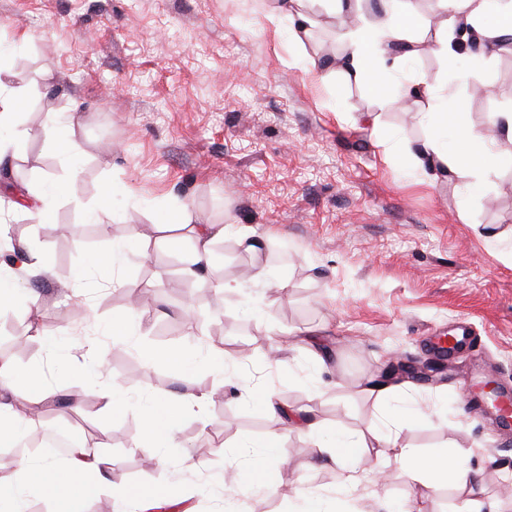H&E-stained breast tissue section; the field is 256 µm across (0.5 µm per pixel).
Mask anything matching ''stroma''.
<instances>
[{
    "mask_svg": "<svg viewBox=\"0 0 512 512\" xmlns=\"http://www.w3.org/2000/svg\"><path fill=\"white\" fill-rule=\"evenodd\" d=\"M436 0H411L408 33L423 50L386 76L390 87L422 76L426 97L400 109L369 86L346 81L349 28L328 0H304L312 23L294 39L286 0H0V49L27 88L17 116L25 137L0 158V197L9 187L47 189L74 177L55 220L39 223L28 201L0 210L14 245L38 247L50 271L21 283L36 317L0 308L28 336L20 367H40L48 396L35 427L80 422L106 435L113 478L173 485L186 512H301L306 491L343 501L347 512H453L457 493L409 485L397 464L378 480L362 459L360 484L339 485L335 466L312 467V442L286 418L245 398L244 386L272 390L276 403L309 410L326 431L369 432L381 415L411 405L423 416L402 433L422 450L454 447L480 472L476 499L512 512V429L501 428L481 383L512 391V158L481 194L437 171L412 166L406 150L432 130L420 115L450 100L458 117L485 128L512 108V51L489 66L432 52L446 19ZM57 119L78 145L77 170L55 153L43 128ZM122 192L112 218L88 219L103 187ZM188 203L226 228L203 278L181 274L180 247L160 245L156 213ZM255 230L242 247L236 231ZM126 243L125 288L87 276L81 301L69 286L89 256ZM246 268L235 292L216 300L227 271ZM261 270V279L252 271ZM134 315L128 343L112 344L113 317ZM470 334L451 357L429 336ZM55 334L46 348L41 334ZM177 349L196 360L180 371L145 363L140 346ZM106 357L90 385L114 386L127 410L105 423L102 400L70 386L65 371ZM442 366L434 381L402 379L386 402L364 391L391 359ZM214 392L203 415L184 416L177 445L140 447L142 410L152 399ZM279 437L289 461L275 494L252 484L236 454Z\"/></svg>",
    "mask_w": 512,
    "mask_h": 512,
    "instance_id": "35a3bbf8",
    "label": "stroma"
}]
</instances>
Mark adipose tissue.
<instances>
[{"mask_svg": "<svg viewBox=\"0 0 512 512\" xmlns=\"http://www.w3.org/2000/svg\"><path fill=\"white\" fill-rule=\"evenodd\" d=\"M440 10L448 13L451 22L445 33L431 45L433 52L447 60L471 50L486 55L512 43V0H437ZM408 14L392 7L379 21L351 36L348 59L350 76L366 79L381 87L380 72L389 68L394 55L410 59L419 52L417 43L407 35ZM421 121L433 127V136L413 157L421 169L441 170L463 182L468 193L478 194L500 158L512 148V108L488 115L486 128L476 129L455 119L450 102H441L436 111L424 112ZM166 223L191 226L195 249L185 259L187 276H200L211 261L210 244L224 231L212 224H199L187 204L167 214ZM47 396L40 372L33 367L21 368L7 360L0 361V447H14L32 422L26 408L39 404ZM207 393L192 399L165 397L153 399L143 414L145 451L155 452L172 447L178 425L185 413L203 411ZM416 411L403 408L389 417L386 434L361 432L338 434L335 445H319V456L329 459L340 469L343 487L356 488L361 476L356 468L360 458L375 454L379 459H394L413 482L436 491L454 486L459 495L457 512H482L481 502L469 498L472 471L460 459L456 448H444L432 454L403 446V430L416 422ZM258 453L248 473L252 482L267 492H275L284 462L281 444L275 439L257 443ZM104 459L89 453L84 445L72 448L63 459L33 464L30 460L13 462L9 477L0 479V501L7 500L13 512H27L30 498L51 502L54 512H81L83 502L109 491L113 498L135 505L139 512H171L179 499L173 490L149 484L135 485L106 478Z\"/></svg>", "mask_w": 512, "mask_h": 512, "instance_id": "1", "label": "adipose tissue"}]
</instances>
